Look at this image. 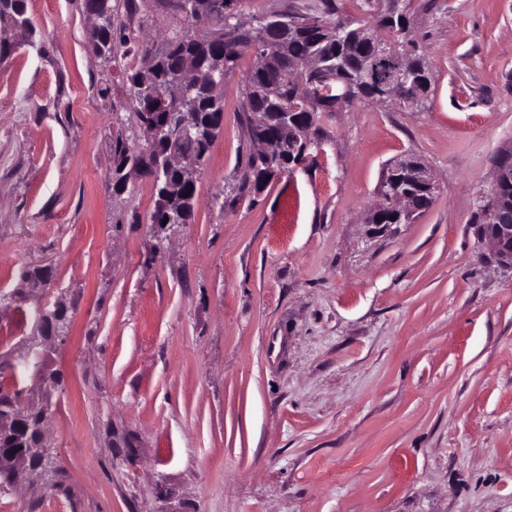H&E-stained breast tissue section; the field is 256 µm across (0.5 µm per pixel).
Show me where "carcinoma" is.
I'll return each instance as SVG.
<instances>
[{"label": "carcinoma", "mask_w": 512, "mask_h": 512, "mask_svg": "<svg viewBox=\"0 0 512 512\" xmlns=\"http://www.w3.org/2000/svg\"><path fill=\"white\" fill-rule=\"evenodd\" d=\"M130 0H84V8L105 17L102 25L94 27L89 39L94 51L105 58L123 59L133 53L139 62L125 69V81L137 123L162 126L169 108L154 98L158 88L177 81L185 63L196 70L195 82L185 98V111L191 113L194 130L178 144L185 154L195 156L206 164L212 146L221 133L224 101L220 95L221 81L230 73L239 57L262 46L263 63H258L247 77V92L243 111L250 142L265 141L270 153L250 152L243 167L242 186L260 192L274 177L288 171V156L299 149L296 139L281 130V113L296 112L306 122H313V112L332 111L336 105V81L350 84L355 103L378 99V88L360 81V71L368 57L390 45L405 55L414 65L411 81L400 91L396 106L417 96H427L431 86L428 64L423 57L409 49L410 41H391L376 33L370 39L364 32L366 24L342 17L334 11H294L279 15L281 30L269 34L264 42L228 11L229 0H197L198 10L186 11V0H154L169 11L179 23L166 40V45L148 54L144 45L135 41L131 31L120 18V2ZM205 24L209 35L194 37V25ZM0 25L26 31L24 0H0ZM410 17L404 0H395L390 11L375 20L372 30H384L398 35L408 33ZM317 59L324 69L311 71L308 61ZM114 184L125 180L128 166L144 171L152 158L140 148L118 135L112 139ZM172 184L167 197H162L157 183H152L156 197L150 220L161 221L163 211L192 220L198 189L183 183L181 174L171 170ZM48 409L36 407L25 415L10 441L0 438V456L29 448L36 442L29 429L47 416Z\"/></svg>", "instance_id": "obj_1"}]
</instances>
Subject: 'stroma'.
<instances>
[{"label": "stroma", "mask_w": 512, "mask_h": 512, "mask_svg": "<svg viewBox=\"0 0 512 512\" xmlns=\"http://www.w3.org/2000/svg\"><path fill=\"white\" fill-rule=\"evenodd\" d=\"M388 0H233L238 17ZM430 92L319 112L308 163L239 192L251 148L239 58L191 223L157 231L124 69L84 0H25L0 56V354L45 303L72 311L49 363L55 485L0 512H512V270L478 219L512 148V0H409ZM163 47L162 8L122 13ZM407 156L437 185L410 224L368 223ZM164 252H156L157 243ZM48 267L45 290L25 271ZM112 154L114 157L112 176L115 188L119 183L125 181L124 171L129 165L137 167L147 174L146 169L152 162L151 157L148 158L139 147L130 146L128 139H124L121 135L112 139Z\"/></svg>", "instance_id": "obj_1"}]
</instances>
